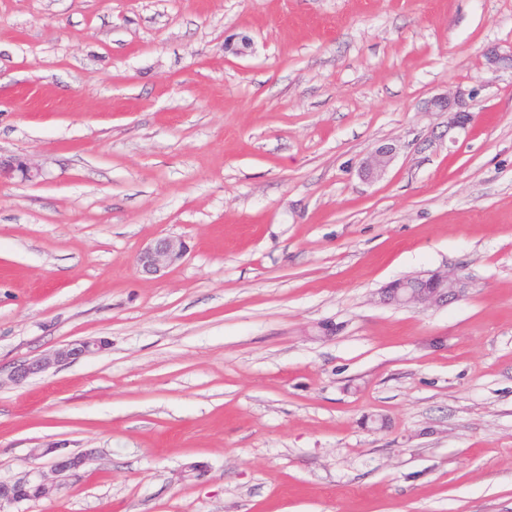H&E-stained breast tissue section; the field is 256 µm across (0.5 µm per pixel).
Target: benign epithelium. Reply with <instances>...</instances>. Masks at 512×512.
Segmentation results:
<instances>
[{
    "instance_id": "benign-epithelium-1",
    "label": "benign epithelium",
    "mask_w": 512,
    "mask_h": 512,
    "mask_svg": "<svg viewBox=\"0 0 512 512\" xmlns=\"http://www.w3.org/2000/svg\"><path fill=\"white\" fill-rule=\"evenodd\" d=\"M485 65L495 71L507 64L512 67V49L507 52L497 47L487 49L484 54ZM428 108L448 113V129L465 130L473 122V114L467 110L464 98L460 94L435 97L428 101ZM397 153L394 143H381L362 161L360 176L371 182L386 171ZM21 176L32 180L37 176L30 162L23 158L0 157V181ZM188 254L184 239L176 237H158L143 247L137 254L135 264L138 271L150 277H161L171 267L181 263ZM465 279L452 270H433L407 276L389 282L379 292L380 302L406 308H428L459 300L466 294ZM104 340L84 339L65 345L41 357L25 360L14 366L9 374L15 384L24 382L31 376L48 371L54 366L66 364L105 349ZM90 460L85 454H60L54 458L51 474L41 471L15 482L0 483V505L25 500L24 492L32 487L41 498L50 496L60 486L58 479L73 476L75 472Z\"/></svg>"
}]
</instances>
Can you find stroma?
<instances>
[{
	"label": "stroma",
	"instance_id": "stroma-1",
	"mask_svg": "<svg viewBox=\"0 0 512 512\" xmlns=\"http://www.w3.org/2000/svg\"><path fill=\"white\" fill-rule=\"evenodd\" d=\"M494 45L512 0H0V156L42 170L0 182V372L108 342L0 383V481L93 453L0 512H512ZM157 236L191 251L145 277ZM440 268L461 301L378 303ZM429 109H436L448 113V130H465L473 122V114L467 110L466 103L461 94L435 97L428 101ZM397 145L394 143H381L362 161L360 176L363 180L371 182L386 171L397 153ZM105 346V341L100 338L84 339L69 343L51 353L32 360L22 361L16 366H13L9 374L10 381L15 384H20L29 377L42 374L54 366L66 364L100 352L105 349Z\"/></svg>",
	"mask_w": 512,
	"mask_h": 512
}]
</instances>
